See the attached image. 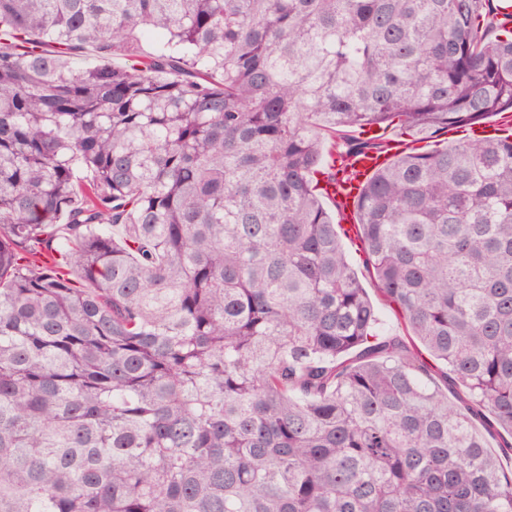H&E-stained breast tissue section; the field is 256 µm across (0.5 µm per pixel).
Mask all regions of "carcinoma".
<instances>
[{"label": "carcinoma", "mask_w": 512, "mask_h": 512, "mask_svg": "<svg viewBox=\"0 0 512 512\" xmlns=\"http://www.w3.org/2000/svg\"><path fill=\"white\" fill-rule=\"evenodd\" d=\"M507 8L0 0V512H512ZM467 135H472V132L470 130L466 131L465 128H457V129L448 131L447 135H443L438 138L427 139L425 141L418 142V143H411V141L414 139V137H411L408 133H405L402 130L394 129L392 131V133L390 134V136H393L399 140H404L409 145L423 147L424 150L432 149L435 146V144H437V142H435V141L447 140V139L448 140H458V139L465 138ZM342 243L351 264L357 271L363 288H366V291L372 301L381 309L383 319L386 323L385 329L392 333L399 332L401 327L400 322L395 318L394 314L389 309L381 305L377 293L374 290L373 283L367 271L362 266L360 255L355 251L354 245L352 246L351 243L345 238L342 239Z\"/></svg>", "instance_id": "1"}]
</instances>
